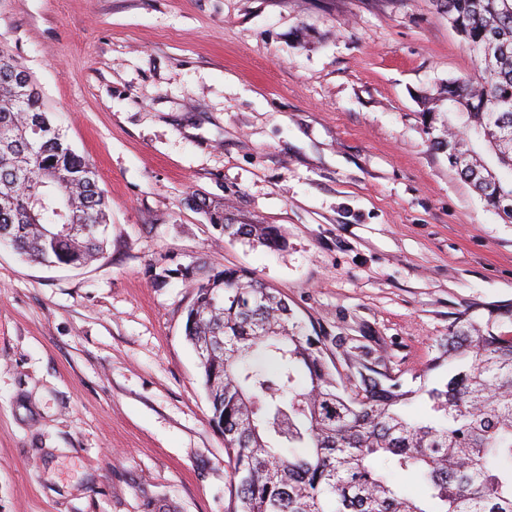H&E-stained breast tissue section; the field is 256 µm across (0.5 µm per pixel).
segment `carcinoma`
<instances>
[{
	"label": "carcinoma",
	"instance_id": "carcinoma-1",
	"mask_svg": "<svg viewBox=\"0 0 512 512\" xmlns=\"http://www.w3.org/2000/svg\"><path fill=\"white\" fill-rule=\"evenodd\" d=\"M473 52L474 74L424 98L432 147L487 207L512 222V0H436ZM191 201L230 240L275 249L276 229ZM109 214L98 171L41 104L24 67L0 55V243L28 261L82 267L104 254ZM467 315L436 346L415 389L361 363L330 367L328 337L309 331L257 277L199 278L185 336L201 356L210 404L224 406L233 512H512V335ZM419 399L425 415L404 406ZM412 471L407 493L390 474Z\"/></svg>",
	"mask_w": 512,
	"mask_h": 512
}]
</instances>
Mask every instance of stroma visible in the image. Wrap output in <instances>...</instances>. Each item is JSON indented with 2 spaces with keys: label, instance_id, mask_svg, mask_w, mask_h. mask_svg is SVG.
Instances as JSON below:
<instances>
[{
  "label": "stroma",
  "instance_id": "35a3bbf8",
  "mask_svg": "<svg viewBox=\"0 0 512 512\" xmlns=\"http://www.w3.org/2000/svg\"><path fill=\"white\" fill-rule=\"evenodd\" d=\"M0 49L111 210L80 269L0 244V512H229L194 261L277 289L340 373L357 347L407 388L457 318L512 308V223L424 132V96L476 69L434 0H0ZM195 192L285 246L225 239Z\"/></svg>",
  "mask_w": 512,
  "mask_h": 512
}]
</instances>
